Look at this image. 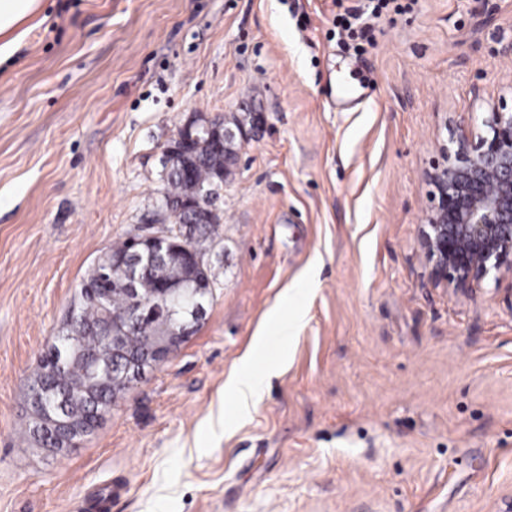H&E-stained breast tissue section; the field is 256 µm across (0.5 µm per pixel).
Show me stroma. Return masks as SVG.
Returning a JSON list of instances; mask_svg holds the SVG:
<instances>
[{"label":"stroma","instance_id":"obj_1","mask_svg":"<svg viewBox=\"0 0 512 512\" xmlns=\"http://www.w3.org/2000/svg\"><path fill=\"white\" fill-rule=\"evenodd\" d=\"M41 0L0 61V512H512V280L435 284L420 244L449 118L512 106V0ZM261 121L202 242L206 314L77 448L24 406L81 282L160 231L191 113ZM287 297L282 336L267 314ZM266 327L251 416L224 383Z\"/></svg>","mask_w":512,"mask_h":512}]
</instances>
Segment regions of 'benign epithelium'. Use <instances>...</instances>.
<instances>
[{"label":"benign epithelium","instance_id":"obj_1","mask_svg":"<svg viewBox=\"0 0 512 512\" xmlns=\"http://www.w3.org/2000/svg\"><path fill=\"white\" fill-rule=\"evenodd\" d=\"M257 120L255 114L247 120L236 114L224 119L191 115L163 148L164 173L177 160L181 144L199 142L203 134L210 139L222 133L224 148L230 150L236 141L247 138V124ZM439 154L440 160L427 172L431 205L420 227L432 279L455 291L471 292L490 274L512 276V110L494 107L481 128L459 135L450 131ZM160 209L169 227L142 234L138 239L142 249L127 251L112 265L113 275L128 286L132 297V324L151 339V351L135 363L123 361L117 358L123 353V336L108 334L104 340L112 343L116 358L110 372L93 365L99 381L112 376L130 381L145 368L161 365L204 312L201 298L178 305L179 288H160L150 295L135 288L139 265L171 250L203 263L202 250L181 235L179 227L194 212L216 216L210 192L199 186L191 200L177 206L162 200ZM28 402L40 412L42 433L52 434L62 449L76 445L90 430L88 423L78 425L69 417L71 402L64 395L52 396L37 387Z\"/></svg>","mask_w":512,"mask_h":512}]
</instances>
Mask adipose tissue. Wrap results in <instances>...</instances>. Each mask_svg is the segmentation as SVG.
I'll return each instance as SVG.
<instances>
[{
  "label": "adipose tissue",
  "mask_w": 512,
  "mask_h": 512,
  "mask_svg": "<svg viewBox=\"0 0 512 512\" xmlns=\"http://www.w3.org/2000/svg\"><path fill=\"white\" fill-rule=\"evenodd\" d=\"M39 0H0V59L9 57L22 41L23 23L36 19ZM266 344L265 329H258L250 350L243 355L239 366L225 382L224 393L230 398L240 416H247L255 408L264 389L275 373L274 364L256 368V355Z\"/></svg>",
  "instance_id": "1"
}]
</instances>
